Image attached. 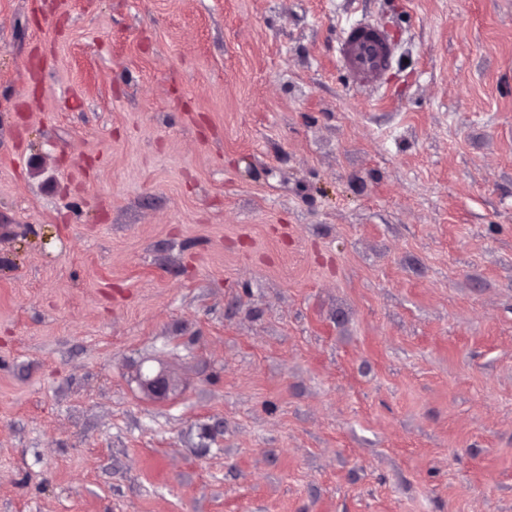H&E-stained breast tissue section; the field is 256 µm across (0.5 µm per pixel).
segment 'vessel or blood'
<instances>
[{
    "label": "vessel or blood",
    "mask_w": 512,
    "mask_h": 512,
    "mask_svg": "<svg viewBox=\"0 0 512 512\" xmlns=\"http://www.w3.org/2000/svg\"><path fill=\"white\" fill-rule=\"evenodd\" d=\"M394 59V47L386 32L369 23H356L341 29L338 62L354 86L381 84Z\"/></svg>",
    "instance_id": "b4317fda"
}]
</instances>
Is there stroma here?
Masks as SVG:
<instances>
[{
	"label": "stroma",
	"mask_w": 512,
	"mask_h": 512,
	"mask_svg": "<svg viewBox=\"0 0 512 512\" xmlns=\"http://www.w3.org/2000/svg\"><path fill=\"white\" fill-rule=\"evenodd\" d=\"M0 512H512V0H0ZM393 59V44L380 27L356 23L340 30L338 62L355 87L381 84ZM140 383L143 391L155 399H165L176 390L174 379L164 371L155 375H144Z\"/></svg>",
	"instance_id": "obj_1"
}]
</instances>
